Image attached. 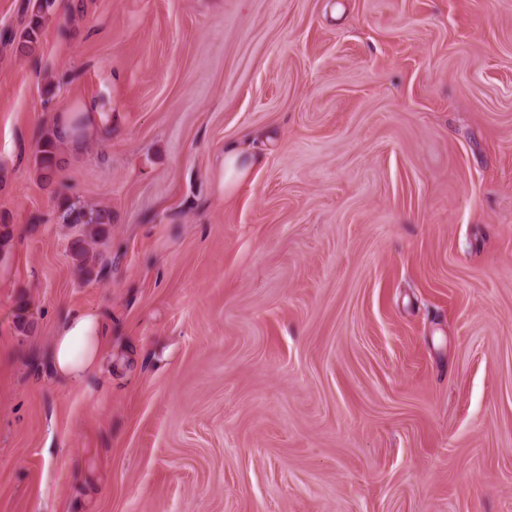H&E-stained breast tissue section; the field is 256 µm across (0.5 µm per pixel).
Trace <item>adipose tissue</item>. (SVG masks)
Instances as JSON below:
<instances>
[{
	"mask_svg": "<svg viewBox=\"0 0 512 512\" xmlns=\"http://www.w3.org/2000/svg\"><path fill=\"white\" fill-rule=\"evenodd\" d=\"M109 346L108 325L99 314L71 311L61 324L49 353L59 378L79 381L95 372Z\"/></svg>",
	"mask_w": 512,
	"mask_h": 512,
	"instance_id": "obj_1",
	"label": "adipose tissue"
}]
</instances>
